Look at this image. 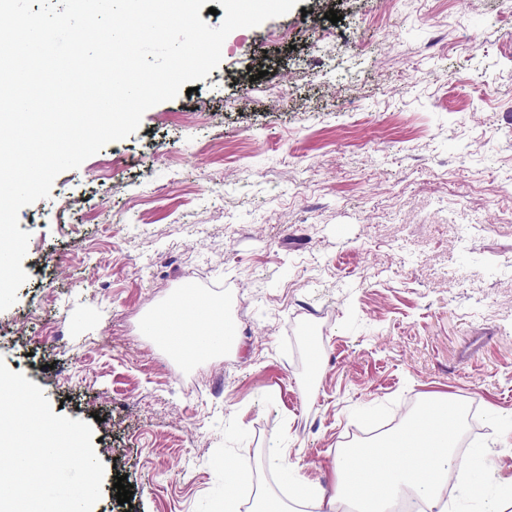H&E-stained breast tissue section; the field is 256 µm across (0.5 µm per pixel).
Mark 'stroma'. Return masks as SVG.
<instances>
[{
    "label": "stroma",
    "instance_id": "1",
    "mask_svg": "<svg viewBox=\"0 0 512 512\" xmlns=\"http://www.w3.org/2000/svg\"><path fill=\"white\" fill-rule=\"evenodd\" d=\"M197 87L19 212L0 360L91 423L93 512L288 498L272 448L330 487L338 451L430 394L474 410L477 489L512 504V0H300ZM185 289L229 349L183 362L142 331Z\"/></svg>",
    "mask_w": 512,
    "mask_h": 512
}]
</instances>
